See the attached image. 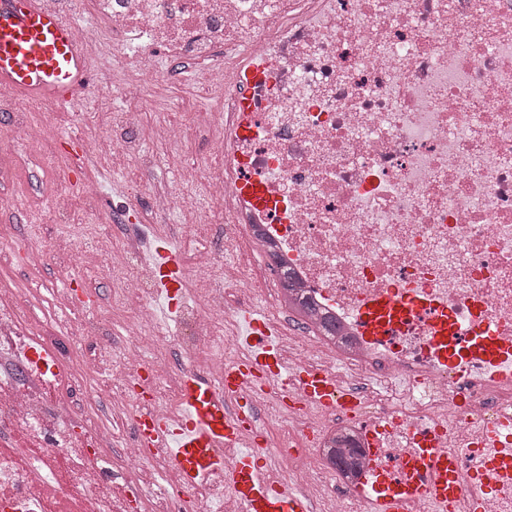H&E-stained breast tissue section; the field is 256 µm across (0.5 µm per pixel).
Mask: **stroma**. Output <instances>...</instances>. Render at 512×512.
I'll list each match as a JSON object with an SVG mask.
<instances>
[{"mask_svg": "<svg viewBox=\"0 0 512 512\" xmlns=\"http://www.w3.org/2000/svg\"><path fill=\"white\" fill-rule=\"evenodd\" d=\"M179 83L165 86L162 95L146 93L142 130L133 133L130 142L134 156L114 157L98 145L106 135L112 115L125 104L119 83L102 84L100 72H93L92 85L98 93L78 96L73 106L63 112H40L34 100L17 95L19 110L0 112V167L13 169L16 185L11 197L0 200V224L13 227V238L0 241V252L18 257L10 264L11 280L19 302L28 301L30 290H37L39 300L29 303L42 334L62 359L70 363L75 351L85 352L99 366L93 378H79L77 395L110 392L112 383L125 372L122 347L127 339L126 321L135 316L138 302H122L111 276L98 270L112 257L120 244L109 217L114 209L139 222L150 192L168 190L174 197L172 209L157 221L172 227L184 225L188 207L199 209L207 226L198 254V277L203 285L220 288L224 271L208 260L218 234L214 222L220 221L218 207L207 196L197 172L220 166V152H204L202 135L193 129L195 113L206 104L193 95L195 72L182 65ZM166 120L190 127L187 146L182 153L173 147L149 139L146 129ZM39 124L40 136L28 139L23 123ZM64 131L82 134L86 158L76 162L74 149L61 139ZM100 183V199L88 203L78 197L77 188L87 177ZM75 289L86 300L87 308L72 311L73 333L58 335L48 321L54 310L65 306V289Z\"/></svg>", "mask_w": 512, "mask_h": 512, "instance_id": "35a3bbf8", "label": "stroma"}]
</instances>
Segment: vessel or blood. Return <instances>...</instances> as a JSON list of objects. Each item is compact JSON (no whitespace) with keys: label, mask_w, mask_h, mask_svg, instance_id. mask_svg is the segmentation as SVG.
<instances>
[{"label":"vessel or blood","mask_w":512,"mask_h":512,"mask_svg":"<svg viewBox=\"0 0 512 512\" xmlns=\"http://www.w3.org/2000/svg\"><path fill=\"white\" fill-rule=\"evenodd\" d=\"M90 84L88 49L76 39L73 26L42 0H0V85L27 97L48 100L65 110ZM155 273L175 310L181 295L178 257L171 250H155ZM419 307L416 300L382 296L369 302L359 318L365 335H390L397 324ZM243 335L252 352L226 363L219 376L207 378L186 371L180 381L183 413L170 420L149 406L134 417L139 447L148 455L165 452L177 476V491L192 496L206 477L220 472L233 489L242 512H315L310 496L293 488L267 482L263 474L275 451L259 429L252 406L260 386L288 380L283 399L301 409L309 407L356 410L357 401L323 368L285 363L280 354L281 329L257 310H245ZM493 356V334L475 336L463 345H450V357L471 351ZM236 450L225 461V447ZM454 457L440 449H423L413 460L407 480L396 481L377 471L369 490L375 512H402L408 497L420 496L437 512H453L461 495Z\"/></svg>","instance_id":"b4317fda"}]
</instances>
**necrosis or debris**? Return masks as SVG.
Segmentation results:
<instances>
[{
  "instance_id": "4bbe7bcc",
  "label": "necrosis or debris",
  "mask_w": 512,
  "mask_h": 512,
  "mask_svg": "<svg viewBox=\"0 0 512 512\" xmlns=\"http://www.w3.org/2000/svg\"><path fill=\"white\" fill-rule=\"evenodd\" d=\"M101 36L132 53L138 88L112 124V149L142 124L139 98L159 57L195 65L214 95L200 125L218 126L221 167L205 174L220 204L230 293L205 304L185 296L179 320L201 338L231 324L240 302L263 295L271 318L298 340L296 362L326 368L359 396L357 413L311 409L276 433L286 456L272 480L309 489L335 472L331 512H369L373 464L400 474L423 432L455 453L464 493L454 512H512V0H90ZM263 181L277 205L237 198ZM111 222L125 245L111 270L124 298L156 293L142 261L146 227ZM287 273L312 311L288 315ZM422 300L424 311L383 342L357 315L377 295ZM466 330L492 326L500 352L443 358L430 314ZM334 322L337 334L318 325ZM34 321L0 282V512H172L147 495L141 451L106 446L109 425L77 402L73 377L42 371L28 350ZM357 448L355 467L333 468L335 438ZM324 468L307 465L312 454ZM124 479L120 495L101 465Z\"/></svg>"
}]
</instances>
